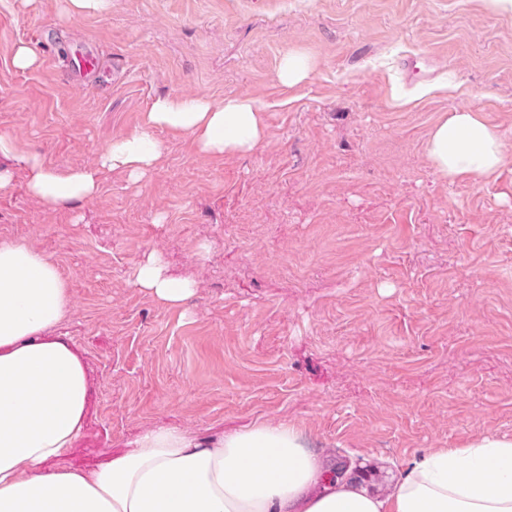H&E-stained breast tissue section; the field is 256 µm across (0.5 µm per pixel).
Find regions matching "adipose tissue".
Wrapping results in <instances>:
<instances>
[{"label":"adipose tissue","instance_id":"adipose-tissue-1","mask_svg":"<svg viewBox=\"0 0 512 512\" xmlns=\"http://www.w3.org/2000/svg\"><path fill=\"white\" fill-rule=\"evenodd\" d=\"M263 112L246 95L221 102L167 95L100 169H59L3 136L0 154L28 170L34 196L65 206L94 197L101 168L135 178L150 171L161 154L154 128L189 133L206 154H246L264 137ZM428 156L451 179L492 177L505 160L500 133L467 109L434 127ZM134 283L171 304L193 291L165 276L153 257ZM69 306L55 263L26 243L0 240V512H512V439L496 437L420 454L385 496L364 474L331 475L288 423L206 440L149 429L98 471L49 468L78 437L87 399L84 361L55 333Z\"/></svg>","mask_w":512,"mask_h":512}]
</instances>
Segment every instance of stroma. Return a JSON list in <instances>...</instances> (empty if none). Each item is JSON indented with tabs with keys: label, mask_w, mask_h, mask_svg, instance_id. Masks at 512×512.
Returning <instances> with one entry per match:
<instances>
[{
	"label": "stroma",
	"mask_w": 512,
	"mask_h": 512,
	"mask_svg": "<svg viewBox=\"0 0 512 512\" xmlns=\"http://www.w3.org/2000/svg\"><path fill=\"white\" fill-rule=\"evenodd\" d=\"M0 0V135L62 169L100 168L168 94L264 109L252 152L211 156L154 129L132 179L100 169L54 206L13 171L0 239L68 281L61 327L83 356L84 429L50 468L95 471L142 431L201 437L288 421L311 451L386 493L415 454L512 439V11L489 0ZM33 47L22 70L12 51ZM95 48L116 82L70 69ZM314 69L284 85V57ZM421 73L410 76L408 58ZM467 108L501 134L490 179L448 180L426 151ZM157 257L193 295L136 287Z\"/></svg>",
	"instance_id": "obj_1"
}]
</instances>
